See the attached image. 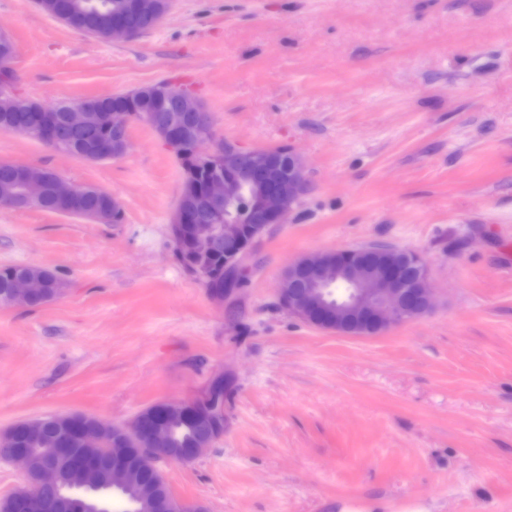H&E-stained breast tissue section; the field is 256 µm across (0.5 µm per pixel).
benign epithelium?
<instances>
[{"label":"benign epithelium","instance_id":"1","mask_svg":"<svg viewBox=\"0 0 512 512\" xmlns=\"http://www.w3.org/2000/svg\"><path fill=\"white\" fill-rule=\"evenodd\" d=\"M102 39L130 38L132 33L121 22L112 21L93 32ZM128 113L116 112L112 117V136L101 137L92 153L81 155L91 161L94 155L110 153L122 157L130 143ZM149 126L169 147L179 151L191 141L203 140L211 133V117L201 101L182 87L169 83L161 105L141 114ZM64 126L72 131L100 129V116L90 102L69 106L63 116ZM254 188L249 223L242 224L227 215L226 208L241 196L245 186ZM309 190L306 165L293 149H243L226 140L218 148L209 166L205 193L197 197L185 183L182 195L207 220L196 226L197 262L190 274L210 291L216 304L232 300L245 271L244 260L253 246L288 213L296 209ZM83 187L67 184L59 176L53 180V193L61 201L76 202ZM46 196L43 172L32 166L18 170L15 188L1 207L22 209L39 207ZM189 223L188 210L177 207L169 233L172 242L180 243L177 229ZM224 254V280L210 264V258ZM349 285L348 295L334 305L321 297L322 285L331 274ZM9 296L19 302L42 294L43 282L23 273L14 275L7 284ZM278 301L288 313L324 331L353 337H372L427 314L433 306L427 270L419 255L410 250H391V257L376 268L370 267L353 249L334 250L316 255H303L282 272ZM179 414L197 428L191 448L170 447V413ZM122 447L112 449L110 477L112 489L120 490L128 481L126 453L138 448V461L146 469L158 468L159 457L171 454L177 462L188 463L204 455L224 433V373L215 374L205 393L181 402H163L141 410L134 418L115 425ZM63 447L48 456L39 473L37 492L25 488L15 491L18 512H45L48 493L60 482V469L70 457V447L97 448L101 441L96 430L79 426L59 434Z\"/></svg>","mask_w":512,"mask_h":512}]
</instances>
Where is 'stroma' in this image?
<instances>
[{
  "mask_svg": "<svg viewBox=\"0 0 512 512\" xmlns=\"http://www.w3.org/2000/svg\"><path fill=\"white\" fill-rule=\"evenodd\" d=\"M15 94L55 104L169 81L207 148L288 146L311 190L255 249L233 309L176 261L183 171L147 125L88 162L0 132V162L116 197L119 224L0 207V268L66 288L0 306V430L79 411L129 422L224 374V435L166 462L210 512H512V0H170L103 41L0 0ZM377 243L417 252L433 311L374 337L278 304L283 268Z\"/></svg>",
  "mask_w": 512,
  "mask_h": 512,
  "instance_id": "stroma-1",
  "label": "stroma"
}]
</instances>
